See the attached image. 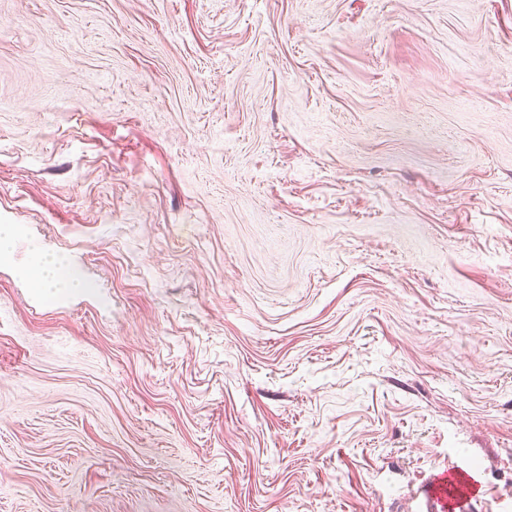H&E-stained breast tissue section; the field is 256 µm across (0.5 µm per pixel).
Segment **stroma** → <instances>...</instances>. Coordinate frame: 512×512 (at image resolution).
Wrapping results in <instances>:
<instances>
[{
	"label": "stroma",
	"mask_w": 512,
	"mask_h": 512,
	"mask_svg": "<svg viewBox=\"0 0 512 512\" xmlns=\"http://www.w3.org/2000/svg\"><path fill=\"white\" fill-rule=\"evenodd\" d=\"M15 224L0 512H512V0H0ZM63 262L55 256L41 255L35 259L23 272L37 288H80L82 285L71 276H63ZM420 512H473L476 500L469 476L463 471L436 474L423 491Z\"/></svg>",
	"instance_id": "obj_1"
}]
</instances>
